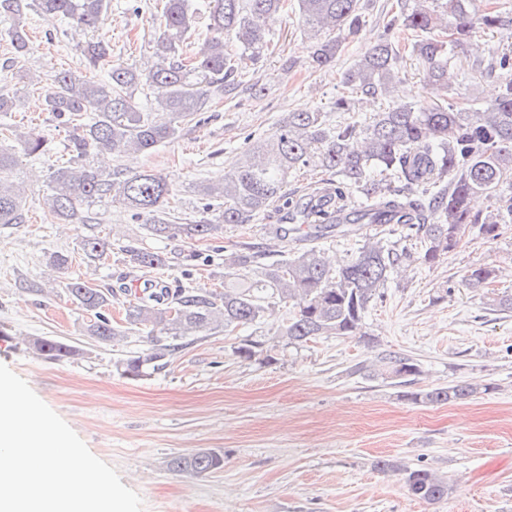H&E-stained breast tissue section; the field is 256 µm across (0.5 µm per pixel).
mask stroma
Here are the masks:
<instances>
[{"label": "stroma", "mask_w": 512, "mask_h": 512, "mask_svg": "<svg viewBox=\"0 0 512 512\" xmlns=\"http://www.w3.org/2000/svg\"><path fill=\"white\" fill-rule=\"evenodd\" d=\"M366 23L347 37L330 66L310 64L311 48L297 12L270 24L279 48L249 64L240 86L214 101L205 123L184 127L178 138L145 154L94 156L103 172L152 170L167 177L175 208L193 218L198 187L218 183L257 139L271 136L289 112L332 111L343 91L342 74L382 34L396 0H365ZM479 10H499L501 28L479 29L448 64V85L478 103L495 99L506 73L493 68L476 81L463 77L473 61L512 53V0H474ZM160 18L156 0H111L100 37L113 59L143 66L154 52ZM32 49L20 65L38 84L17 85L0 67V92L19 98L5 122L37 129L50 151L20 157L0 171V181L23 186L31 220L0 224V364L9 366L60 415L98 458L115 466L135 490L144 512H512V315L492 311L462 280L472 266L497 270L493 286L512 292V228L487 240L466 234L436 264L391 273L365 318L367 337L319 336L303 344L275 340L287 307L234 332L212 330L183 339L165 368L131 379L114 363L152 345L147 327L121 341L100 343L90 334L92 312L75 303L67 283L90 286L152 283L169 288L224 290V253L235 245L264 246L285 214L274 205L248 224L225 226L217 240L152 236L123 206L98 203L90 224L53 219L45 206L51 167L69 157V129L41 103L46 75L81 70L89 31L30 15ZM112 243L100 261H87L82 239ZM372 237L388 246H411L397 224H350L318 240L331 264L346 261ZM133 249L169 258L162 268H139ZM69 253L68 270L47 261ZM44 337L77 348L62 361L41 358L24 346ZM274 341L272 362L240 360L243 340ZM389 354L412 357L419 389L459 383L490 385L487 393L440 404H414L391 380L366 378L364 367ZM215 449L224 469L192 476L170 470L177 454ZM424 466L447 478V498L428 504L410 498L399 475L377 461Z\"/></svg>", "instance_id": "35a3bbf8"}]
</instances>
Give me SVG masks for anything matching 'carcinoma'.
Wrapping results in <instances>:
<instances>
[{"label":"carcinoma","instance_id":"carcinoma-1","mask_svg":"<svg viewBox=\"0 0 512 512\" xmlns=\"http://www.w3.org/2000/svg\"><path fill=\"white\" fill-rule=\"evenodd\" d=\"M163 29L155 41L153 60L140 69L112 60L109 42L95 38L82 49L88 68L105 66L107 78L94 81L81 71L59 69L48 78L43 110L70 128L68 161L51 168L48 212L73 224L91 220L89 205L118 203L145 218L156 237L181 234L190 239H217L226 224H247L275 203L288 199V182L309 166L329 175L324 191L291 204L293 231L312 240L325 238L340 225L325 220L343 199L346 189L364 198L363 215L374 221L400 215L405 226L423 233L422 250L394 249L370 238L346 263L335 268L320 249L304 248L271 264L265 252L248 245L224 256V293L162 288L129 305L125 321L131 327L149 326L172 339L224 329L233 331L288 307V318L277 336L300 344L315 336H367L364 318L379 288L392 269L415 262L434 265L453 250L465 232L495 240L512 223V76L502 81L495 100L477 107L472 100L448 98L445 81L450 55L464 49L477 26L498 28L501 17L478 13L471 0H397L398 13L387 31L343 75L346 94L336 99V111L354 112L362 97L383 98L387 106L372 120L330 123L320 110L289 112L268 139L254 142L241 159L224 173V182L205 183L201 218L187 224L168 219L173 191L166 177L152 170L104 174L90 158L108 151L117 157L148 153L170 142L181 125L200 121L201 112L216 96L237 84L245 65L271 47L269 22L288 9V0H209L210 38L204 50L189 56L184 44L196 30V16L188 0H160ZM110 0H0V16L10 21L7 34L14 57L3 69L14 71L19 83L30 76L18 60L30 50L28 14L36 12L52 21H73L96 32L105 20ZM303 31L313 40L312 65L324 67L343 50L341 35L355 36L365 23L362 0H296ZM401 27L419 38L412 54L423 66V82L435 97L431 102H409L399 97L405 49L393 29ZM237 45L232 52L224 39ZM164 90L153 112H145L135 98L139 89ZM13 139L18 150L0 148V170L17 163V153L35 157L47 151V139L35 130L19 132L0 124V141ZM483 194L495 209L473 213L471 199ZM27 221L24 189L0 183V224ZM81 248L90 261L102 259L109 241L86 237ZM137 267L154 269L166 257L150 250L130 254ZM251 268L257 278L241 281L237 271ZM496 270L479 265L465 275L470 288L485 290ZM69 295L95 314L90 334L101 342L128 335L105 314L113 290L92 288L79 278L68 282ZM492 310L512 313V293L490 291ZM35 354L63 360L78 354L74 347L38 338L29 345ZM175 346L154 344L117 362L122 375L139 378L167 365ZM421 373L412 359L393 354L382 372L388 379L407 383ZM490 386L457 384L431 390L409 391L407 400L419 404H446L465 399ZM170 468L196 475L224 467V456L198 451L174 456ZM379 470L402 475L406 493L435 503L448 497V480L424 467H408L380 460Z\"/></svg>","mask_w":512,"mask_h":512}]
</instances>
